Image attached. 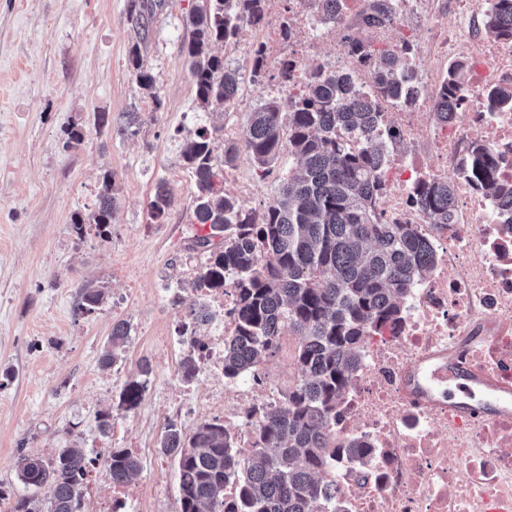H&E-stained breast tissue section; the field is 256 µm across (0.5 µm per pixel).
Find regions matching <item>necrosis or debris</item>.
Listing matches in <instances>:
<instances>
[{"mask_svg": "<svg viewBox=\"0 0 512 512\" xmlns=\"http://www.w3.org/2000/svg\"><path fill=\"white\" fill-rule=\"evenodd\" d=\"M282 25L261 45L268 68L287 71L277 91L304 93L308 69L334 40L336 67L372 78L373 59L353 53L348 37L404 55L422 92L412 102L381 99V134L388 144L383 218L410 224L436 252L432 275L415 288L403 326L370 345L345 396L338 437L369 443L366 464L333 466L326 478L341 490V512H484V503H512V413L478 427L458 424L448 410L449 383L432 373L454 355L479 372L512 371V224L501 207L470 181L451 179L467 144L489 131L500 152L499 172L512 182V111L490 112L488 89L512 85V38L483 24L492 0H391L387 19L371 23L368 0H343L330 14L318 0H291ZM461 63L464 80L453 120L436 115L444 67ZM454 182L455 221L435 223L414 201L424 180ZM224 316V333L209 339L201 363L224 371V338L234 331V287L205 292ZM293 377L287 361L262 381L227 384L208 401L224 407V427L248 454L252 407L277 404Z\"/></svg>", "mask_w": 512, "mask_h": 512, "instance_id": "4bbe7bcc", "label": "necrosis or debris"}]
</instances>
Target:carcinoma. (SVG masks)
Here are the masks:
<instances>
[{"label": "carcinoma", "instance_id": "cac0c4a2", "mask_svg": "<svg viewBox=\"0 0 512 512\" xmlns=\"http://www.w3.org/2000/svg\"><path fill=\"white\" fill-rule=\"evenodd\" d=\"M153 6L131 0L129 20L148 32ZM263 19V0H202L186 20L190 39L185 50L199 107L223 113L234 105L241 89L239 71L213 52L216 43L239 40L242 30ZM487 30L512 37V0H497L486 20ZM129 61L138 85L151 91L155 107L161 100L156 78L143 67L139 45ZM375 92L362 88L350 72L309 70L308 90L291 101L288 114L274 101L246 113L241 143L224 145V163L245 150L259 168L268 169L283 144L298 165L288 170L278 197L262 211L244 209L215 188L218 126L186 138L182 157L196 179L194 214L210 233L195 238L203 255L189 286L199 292L224 289L225 275L235 277V330L224 338V379L237 381L259 373L260 365L279 351L283 333L295 337L297 379L276 405L247 412L255 428L253 448L245 456L217 419L201 422L185 434L173 422L165 427L161 453L178 458L177 512H327L336 488L321 477L334 459L355 460L368 453L358 442L336 444L335 430L344 392L362 366L368 344L384 329L404 322L403 300L425 281L436 262L432 243L417 236L410 224H388L380 211L386 151L381 141L382 96L404 101L413 93L403 60L388 50L376 51ZM460 72L448 75L440 90L438 114L449 118ZM512 109V88L490 96L491 111ZM346 130L359 139L353 151L339 138ZM498 151L487 138L475 139L455 175L467 178L485 194L512 208V184L497 174ZM112 173L102 176L98 206L72 217L81 237L95 225L110 234ZM415 201L437 224L453 220V180L425 182ZM174 203L168 186L156 185L151 216L160 219ZM104 289H82L73 314L94 312L104 301ZM129 336L125 322L112 325L101 363L120 356ZM149 361L138 365L127 381L119 407L137 409L146 391ZM92 461L78 448H60L48 460L23 454L18 477L26 489L52 487L48 504L37 495L17 497L11 512H77ZM139 458L114 448L105 460L112 483H131L139 475ZM236 496L228 500L224 488Z\"/></svg>", "mask_w": 512, "mask_h": 512}]
</instances>
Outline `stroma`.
Returning <instances> with one entry per match:
<instances>
[{
    "instance_id": "1",
    "label": "stroma",
    "mask_w": 512,
    "mask_h": 512,
    "mask_svg": "<svg viewBox=\"0 0 512 512\" xmlns=\"http://www.w3.org/2000/svg\"><path fill=\"white\" fill-rule=\"evenodd\" d=\"M131 0H0V489L24 494L18 478L20 453L54 455L81 448L93 459L101 493L103 459L110 448H137L139 482L150 495L136 512H176L178 461L159 451L169 422L191 432L206 415L178 419L169 400L182 384L185 350L176 329L191 321L198 296L183 291L187 267L198 266L192 248L203 235L194 215L195 180L182 158V144L213 125L241 129L244 115L267 100L289 111L287 94L272 79L251 80L250 50L259 34L245 28L238 43L216 45L242 76L233 110L215 118L199 108L185 57V19L200 0H163L147 38L129 20ZM140 44L143 65L156 78V95L141 89L128 52ZM111 122L95 126L93 115ZM139 113L130 131L126 115ZM84 129L80 144H64L71 125ZM297 163L281 151L269 172L247 154L221 167L219 187L237 196L236 182L253 189L246 208L263 209ZM112 172L115 202L111 234L77 237L74 214L94 210L101 178ZM174 204L166 217H151L158 182ZM106 291L92 314L75 318L82 288ZM130 333L120 359L100 362L117 321ZM152 372L140 407H118L125 383L141 360ZM112 413L102 434L98 415Z\"/></svg>"
}]
</instances>
